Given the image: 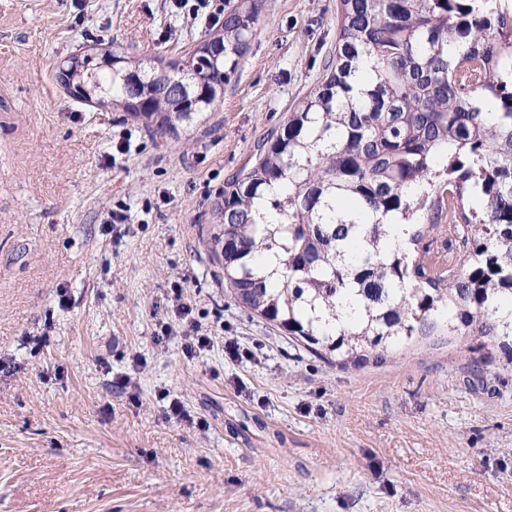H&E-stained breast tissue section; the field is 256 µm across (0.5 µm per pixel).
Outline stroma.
Segmentation results:
<instances>
[{"instance_id": "stroma-1", "label": "stroma", "mask_w": 512, "mask_h": 512, "mask_svg": "<svg viewBox=\"0 0 512 512\" xmlns=\"http://www.w3.org/2000/svg\"><path fill=\"white\" fill-rule=\"evenodd\" d=\"M336 28V0H267L221 106L164 135L56 74L110 50L178 60L214 27L167 0H0V512H512L497 341L332 367L238 306L211 257L225 182ZM182 303L212 338L198 357Z\"/></svg>"}]
</instances>
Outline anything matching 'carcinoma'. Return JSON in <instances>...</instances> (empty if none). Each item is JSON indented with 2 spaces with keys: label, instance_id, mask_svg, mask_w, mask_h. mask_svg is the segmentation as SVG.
Returning a JSON list of instances; mask_svg holds the SVG:
<instances>
[{
  "label": "carcinoma",
  "instance_id": "cac0c4a2",
  "mask_svg": "<svg viewBox=\"0 0 512 512\" xmlns=\"http://www.w3.org/2000/svg\"><path fill=\"white\" fill-rule=\"evenodd\" d=\"M265 0H240L172 69L67 60L93 99L163 132L219 107ZM315 87L224 184V287L329 365L386 359L398 337L512 336V9L502 0H337ZM276 218L265 220V207ZM455 226V267L424 241ZM407 227L390 238L389 222ZM262 249L263 259L255 257ZM274 286L267 288L264 280Z\"/></svg>",
  "mask_w": 512,
  "mask_h": 512
}]
</instances>
